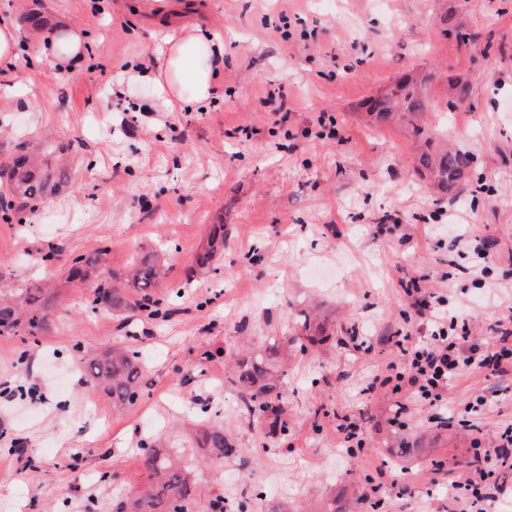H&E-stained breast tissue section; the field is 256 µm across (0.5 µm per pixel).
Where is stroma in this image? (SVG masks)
<instances>
[{"mask_svg": "<svg viewBox=\"0 0 512 512\" xmlns=\"http://www.w3.org/2000/svg\"><path fill=\"white\" fill-rule=\"evenodd\" d=\"M177 2L0 0V21L22 34L17 63L0 71V162L15 142L45 138L69 159L58 193L22 223L0 222V288L38 280L59 294L39 341L0 335V512H113L144 478L140 440L193 457L191 434L214 422L236 452L199 478L200 512L219 493L249 512H310L344 488L350 512H453L449 488L475 447L512 425V373L461 371L447 427L385 379L403 364L400 340L427 334L412 288L488 346L512 306V0H206L201 12ZM33 15L85 29L87 57L50 66ZM197 23L224 35L209 106L170 112L152 84L119 76ZM412 70L432 72L442 103L448 77L473 89L424 116L475 158L453 200L415 172L410 127L365 114ZM277 89L278 111L266 103ZM218 222L221 271L193 274ZM49 244L60 253L46 265ZM105 245L118 275L174 247L153 289L167 317H149L133 292L124 311H92V283L62 277ZM315 306L330 339L306 348L298 312ZM272 338L296 349L278 387L284 439L245 409L228 370ZM115 343L145 368L142 400L121 413L75 360ZM480 394L488 404L464 416ZM357 416L363 442L349 448L338 427ZM404 440L413 451L401 458Z\"/></svg>", "mask_w": 512, "mask_h": 512, "instance_id": "obj_1", "label": "stroma"}]
</instances>
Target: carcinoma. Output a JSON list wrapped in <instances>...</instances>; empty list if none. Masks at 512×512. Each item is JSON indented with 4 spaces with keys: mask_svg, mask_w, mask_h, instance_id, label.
Listing matches in <instances>:
<instances>
[{
    "mask_svg": "<svg viewBox=\"0 0 512 512\" xmlns=\"http://www.w3.org/2000/svg\"><path fill=\"white\" fill-rule=\"evenodd\" d=\"M453 97L446 106L454 108L468 100L472 88L466 81L448 82ZM435 108L430 94L429 76H401L394 87L368 101L367 112L382 122L408 120ZM60 150L47 145L32 151L26 143L16 144L13 154L0 163V220L9 224L22 222L23 214L35 212L47 196L55 193L68 180L67 169L57 165ZM419 173L439 193L456 198L471 178L473 157L453 147L433 146L424 139L417 155ZM224 252V225L215 224L206 244L195 255L192 271L207 274L217 270L215 261ZM109 249L102 247L71 260L67 278L95 284L91 306L96 311L119 312L127 307L129 288L141 294L140 308L151 316L163 314L160 303L152 298L151 284L159 275L162 254L154 253L140 260L126 275V283L99 278ZM57 294L39 284L22 288L0 289V334L23 332L38 342V337L51 332ZM280 353L273 342L263 349L251 350L234 360L233 380L240 388L242 403L252 414H272L269 433L287 432L279 408L271 405V395L279 379L276 356ZM87 380L112 400V407L124 409L142 398L144 366L137 350L130 346H112L93 357H79ZM196 447L202 450V461L193 465L183 461L172 448H162L146 439L140 442L139 463L146 473L145 482L119 502L115 512H196V470L224 463L235 453L232 440L219 423L201 426L194 435ZM210 512H245V505L224 501L217 494L209 502Z\"/></svg>",
    "mask_w": 512,
    "mask_h": 512,
    "instance_id": "cac0c4a2",
    "label": "carcinoma"
}]
</instances>
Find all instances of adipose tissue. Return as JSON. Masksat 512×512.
<instances>
[{
    "label": "adipose tissue",
    "mask_w": 512,
    "mask_h": 512,
    "mask_svg": "<svg viewBox=\"0 0 512 512\" xmlns=\"http://www.w3.org/2000/svg\"><path fill=\"white\" fill-rule=\"evenodd\" d=\"M88 45L85 31L63 22L46 37L44 54L62 65L84 58ZM223 54V37L197 26L177 40L168 41L159 64L145 72L142 79L152 83L169 106H205L218 87L219 72L214 60Z\"/></svg>",
    "instance_id": "adipose-tissue-1"
}]
</instances>
